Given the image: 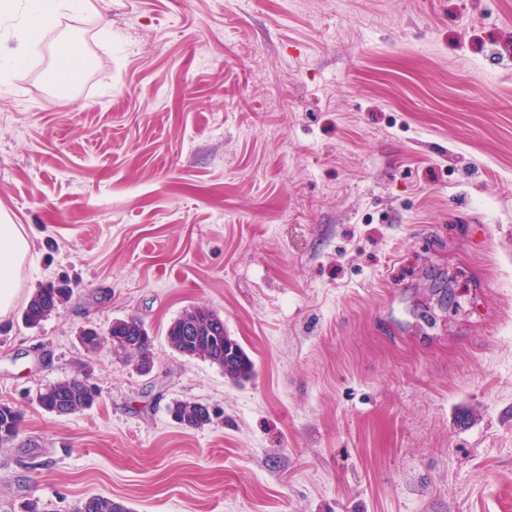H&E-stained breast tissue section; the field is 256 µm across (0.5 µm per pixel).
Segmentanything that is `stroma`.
Listing matches in <instances>:
<instances>
[{"label": "stroma", "instance_id": "35a3bbf8", "mask_svg": "<svg viewBox=\"0 0 512 512\" xmlns=\"http://www.w3.org/2000/svg\"><path fill=\"white\" fill-rule=\"evenodd\" d=\"M90 2L0 18V212L30 243L0 512H512V0ZM68 42L93 68L60 94ZM193 306L252 379L171 349ZM129 315L150 373L80 341ZM81 374L92 408L39 407ZM89 1L72 0L68 2H58L55 0H32L30 1V31L41 29L47 26L50 19H54L58 10L62 8L89 6ZM68 288L54 285L39 288L29 299L24 311V321L29 326H37L59 309L68 299ZM171 414L178 424L188 429H201L213 422L210 408L195 401L176 402ZM77 512H131L121 500L103 495H93L81 501Z\"/></svg>", "mask_w": 512, "mask_h": 512}]
</instances>
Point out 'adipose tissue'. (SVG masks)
<instances>
[{
  "mask_svg": "<svg viewBox=\"0 0 512 512\" xmlns=\"http://www.w3.org/2000/svg\"><path fill=\"white\" fill-rule=\"evenodd\" d=\"M29 252L24 225L12 223L6 214H0V315L13 306L20 286L21 273Z\"/></svg>",
  "mask_w": 512,
  "mask_h": 512,
  "instance_id": "adipose-tissue-1",
  "label": "adipose tissue"
}]
</instances>
